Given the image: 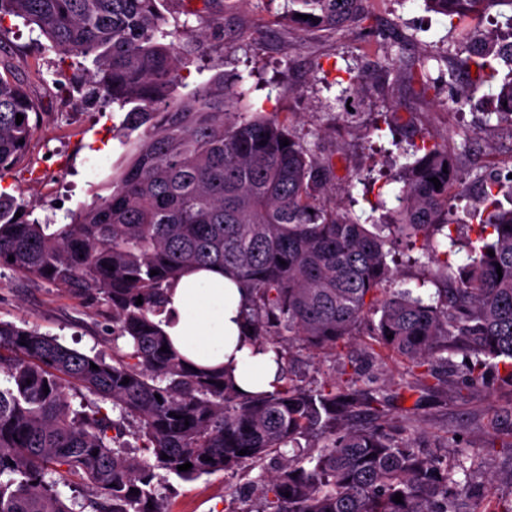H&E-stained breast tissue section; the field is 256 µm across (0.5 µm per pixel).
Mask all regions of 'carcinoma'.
<instances>
[{"instance_id":"1","label":"carcinoma","mask_w":512,"mask_h":512,"mask_svg":"<svg viewBox=\"0 0 512 512\" xmlns=\"http://www.w3.org/2000/svg\"><path fill=\"white\" fill-rule=\"evenodd\" d=\"M161 2L0 0V31L5 19L21 18L60 60L91 62L81 102L125 113L129 155L107 181L110 194L54 229L30 219L32 205L0 192V266L103 301L115 324L112 340L125 345L109 363L0 322V512H73L62 486L94 488L83 504L90 512H167L159 471L191 481L267 459L274 466L259 475L260 494L245 512H485L492 482L474 481L465 450H456L461 460L450 468L442 456L415 451L401 431L349 421L366 413L383 419L391 403L413 396L407 413H415L458 352L468 357L470 384L492 371L512 387V207L500 199L503 183L477 178L482 208L467 216L478 235L462 245L467 263L458 276L448 275V258L435 259L444 273L435 299L409 289L379 295L393 275L387 240L365 227L379 220L332 204V164L292 134L288 119L236 111L244 93L223 75L178 95L192 51L164 28ZM291 2L289 17L301 25L336 29L360 14L361 0ZM425 4L457 20L461 38L480 37L482 48L459 64L472 84L497 85L496 112L512 123V69L501 74L512 60L495 51L497 31L479 29L483 14L512 9V0ZM34 112L23 85L0 75V177L23 157ZM411 147L421 156L398 175L396 228L409 246L425 250L454 221L448 187L459 175L441 144L424 137ZM199 266L229 269L250 289L245 320L254 341L276 354L273 390L244 395L226 374L197 371L168 346L158 320L166 290ZM364 328L408 361L409 377L394 391L356 372L343 388L333 379L310 385L287 378L291 349L334 357ZM70 386L100 404L90 413L71 410ZM107 403L119 420L108 417ZM126 421L148 457L120 446ZM187 462L190 470H178Z\"/></svg>"}]
</instances>
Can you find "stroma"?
Instances as JSON below:
<instances>
[{"label": "stroma", "mask_w": 512, "mask_h": 512, "mask_svg": "<svg viewBox=\"0 0 512 512\" xmlns=\"http://www.w3.org/2000/svg\"><path fill=\"white\" fill-rule=\"evenodd\" d=\"M290 0H167L170 27L205 29L209 50L184 72L186 95L223 73L244 93V112L288 117L301 142L332 158L331 182L353 214L376 212L392 221L397 185L390 179L408 163L403 146L427 137L448 149L463 179L462 209L477 202L478 177L490 163L512 164V123L500 120L488 88L472 90L459 64L460 47L447 17L426 10L423 0H365L364 17L342 31L302 29L290 23ZM222 11L223 23L208 20ZM0 59L22 80L40 120L21 161L0 177V190L34 203L40 221L61 224L67 212L91 203L99 186L124 164L123 113L82 104L85 78L79 57L59 60L39 30L7 19ZM222 68H214V59ZM360 73L365 90L351 111L337 102V78ZM388 120L391 133L375 125ZM388 286L435 294L438 265L425 251L396 247ZM0 322L36 330L89 354L111 356L112 320L101 305L0 268ZM348 371L390 390L405 378L402 358L380 353L371 336L350 337L344 349ZM423 402L417 426L407 427L400 409L389 410L388 426L406 428L415 448L430 453L468 451L476 482H493L496 497L512 498V387L495 374L471 385L463 355ZM260 467L229 477L216 471L184 482L165 476L169 512H224L228 489L247 495Z\"/></svg>", "instance_id": "1"}]
</instances>
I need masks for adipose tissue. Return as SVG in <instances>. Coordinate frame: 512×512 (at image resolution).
Masks as SVG:
<instances>
[{
  "label": "adipose tissue",
  "instance_id": "obj_1",
  "mask_svg": "<svg viewBox=\"0 0 512 512\" xmlns=\"http://www.w3.org/2000/svg\"><path fill=\"white\" fill-rule=\"evenodd\" d=\"M166 299L162 328L187 362L226 369L241 392L271 390L275 355L254 344L243 320L251 294L234 274L219 267L191 270L168 288Z\"/></svg>",
  "mask_w": 512,
  "mask_h": 512
}]
</instances>
